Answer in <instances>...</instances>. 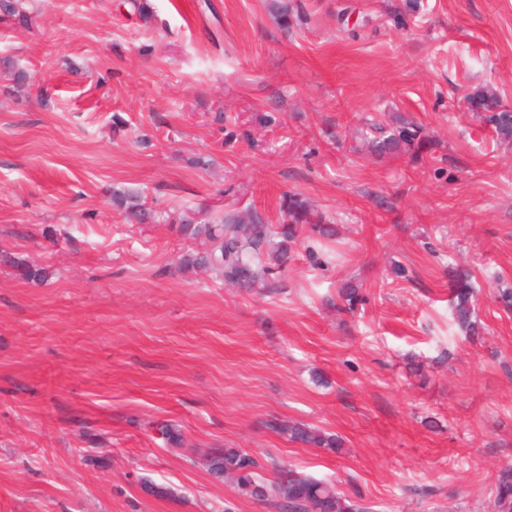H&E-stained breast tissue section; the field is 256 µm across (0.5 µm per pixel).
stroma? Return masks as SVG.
Listing matches in <instances>:
<instances>
[{
	"instance_id": "obj_1",
	"label": "stroma",
	"mask_w": 512,
	"mask_h": 512,
	"mask_svg": "<svg viewBox=\"0 0 512 512\" xmlns=\"http://www.w3.org/2000/svg\"><path fill=\"white\" fill-rule=\"evenodd\" d=\"M30 0L0 22V512H273L214 478L216 448L336 481L373 512H488L512 464V146L467 105L512 108V0ZM418 125L378 156L370 122ZM116 189L199 221L301 229L251 293L183 272L207 241L128 224ZM470 268L480 333L452 320ZM364 301L337 309L340 289ZM337 434L333 453L266 428ZM178 428L181 444L158 430ZM170 488L166 497L145 484Z\"/></svg>"
}]
</instances>
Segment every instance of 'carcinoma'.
Masks as SVG:
<instances>
[{"instance_id":"cac0c4a2","label":"carcinoma","mask_w":512,"mask_h":512,"mask_svg":"<svg viewBox=\"0 0 512 512\" xmlns=\"http://www.w3.org/2000/svg\"><path fill=\"white\" fill-rule=\"evenodd\" d=\"M0 17L20 22L28 19L22 0H0ZM469 99L475 102V112L489 125L501 143H512V112L502 107L497 96L487 90H476ZM380 137L372 141L379 153H397L403 149L422 144L420 128L409 122L384 135L380 127L372 128ZM113 206L130 224H155L160 216L147 207L141 197L128 190L112 193ZM281 211L285 219L278 226L266 223L257 214L225 216L221 224H196L190 216H167L166 222L180 224V229L189 235L205 236L211 241V249L203 253H186L179 267L197 270L215 267L223 271L224 284L249 290L263 279L268 284L277 283L276 276L286 270L288 249L294 241L299 226L307 224L311 230L332 237L335 229L325 217L312 209L308 202L297 194H289L282 200ZM278 237L268 262L262 261L263 250ZM7 262L28 280L43 281L49 272L34 265L9 258ZM471 271L461 265L448 267V288L453 320L460 331L468 336L479 335L475 317L476 291L471 282ZM267 428L291 442H301L315 448L337 452L342 440L335 434L324 432L297 421L274 418ZM207 467L211 475H234L233 484L238 493L264 502L276 512H369V506L360 495L350 497L339 491L336 483L326 479H315L291 468H279L270 479L257 472L255 458L240 448H217L207 456ZM492 512H512V465L501 467L491 487Z\"/></svg>"}]
</instances>
